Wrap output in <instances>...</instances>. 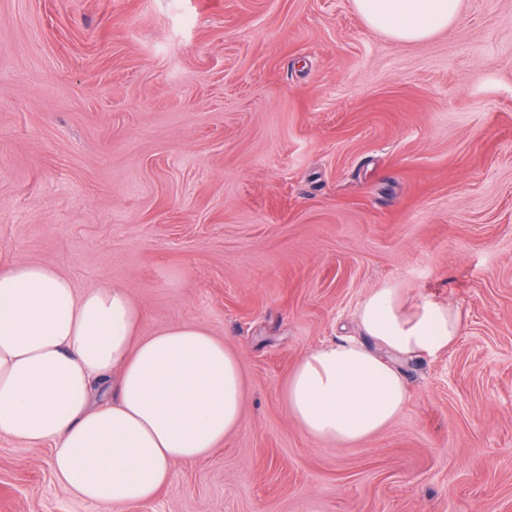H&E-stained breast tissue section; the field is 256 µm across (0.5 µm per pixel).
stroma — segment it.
<instances>
[{"instance_id":"stroma-1","label":"stroma","mask_w":512,"mask_h":512,"mask_svg":"<svg viewBox=\"0 0 512 512\" xmlns=\"http://www.w3.org/2000/svg\"><path fill=\"white\" fill-rule=\"evenodd\" d=\"M107 282L237 351L243 424L123 512H512V0L400 43L354 0H0V265ZM456 306L357 445L288 376L373 289ZM0 512H96L0 438Z\"/></svg>"}]
</instances>
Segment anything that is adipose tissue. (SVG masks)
<instances>
[{
  "label": "adipose tissue",
  "mask_w": 512,
  "mask_h": 512,
  "mask_svg": "<svg viewBox=\"0 0 512 512\" xmlns=\"http://www.w3.org/2000/svg\"><path fill=\"white\" fill-rule=\"evenodd\" d=\"M364 20L401 42L448 28L460 0H355ZM143 310L122 287L79 291L55 268H0V437L49 445L58 484L97 512L145 504L177 465L208 457L243 422L236 352L203 325L144 336ZM356 316L364 340L309 349L284 388L301 430L324 443L364 441L408 398L406 358L458 340L450 304L374 289Z\"/></svg>",
  "instance_id": "ef3b65f1"
}]
</instances>
